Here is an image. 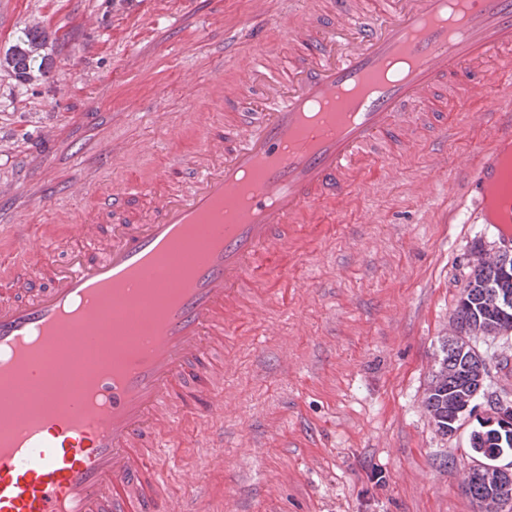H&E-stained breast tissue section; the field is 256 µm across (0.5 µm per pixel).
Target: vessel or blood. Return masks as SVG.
<instances>
[{"label":"vessel or blood","mask_w":512,"mask_h":512,"mask_svg":"<svg viewBox=\"0 0 512 512\" xmlns=\"http://www.w3.org/2000/svg\"><path fill=\"white\" fill-rule=\"evenodd\" d=\"M281 16L289 52L240 55L259 86L215 76L212 106L239 118L184 158L172 142L158 174L167 191L140 199L99 174L119 162L105 143L94 165L51 188L41 235L13 216L29 201L0 202V249L33 271L0 269V512H201L203 488L179 500L160 493L185 417L197 448L224 445L217 347L245 341L267 320L268 297L317 234L361 188L358 172L388 139L448 155L454 116L490 135L478 158L456 161L469 218L490 223L487 192L512 147V0H322ZM495 71L502 89L476 107ZM76 224L64 259L57 225ZM112 368H105V360ZM68 370L61 398L46 390Z\"/></svg>","instance_id":"1"}]
</instances>
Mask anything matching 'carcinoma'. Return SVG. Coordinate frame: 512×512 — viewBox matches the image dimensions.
I'll return each mask as SVG.
<instances>
[{
	"label": "carcinoma",
	"mask_w": 512,
	"mask_h": 512,
	"mask_svg": "<svg viewBox=\"0 0 512 512\" xmlns=\"http://www.w3.org/2000/svg\"><path fill=\"white\" fill-rule=\"evenodd\" d=\"M48 40L37 24L22 28L4 56L16 80L46 73L48 56L34 48ZM512 332V252L479 250L475 253L468 282L454 309L448 335L440 340L435 369L422 401L423 410L444 436L457 432L473 417L476 401L485 396L486 360L467 342L471 336L495 338ZM476 418L478 427L469 435L475 464L463 474L461 486L479 512H502L508 502L505 486L512 468V421L497 417L493 402Z\"/></svg>",
	"instance_id": "1"
}]
</instances>
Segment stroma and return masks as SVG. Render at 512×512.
Returning a JSON list of instances; mask_svg holds the SVG:
<instances>
[{
    "label": "stroma",
    "mask_w": 512,
    "mask_h": 512,
    "mask_svg": "<svg viewBox=\"0 0 512 512\" xmlns=\"http://www.w3.org/2000/svg\"><path fill=\"white\" fill-rule=\"evenodd\" d=\"M285 8L168 0L165 33L134 0H0V52L36 22L54 60L25 86L0 67V190L68 181L108 135L125 158L113 178L146 191L175 135L156 125L155 106L174 119L196 113L205 132L223 126V113L204 107L213 59L241 24L262 33L260 49L287 52ZM154 43L156 58L121 73L127 51ZM49 132L70 150L44 172L31 160L51 152ZM385 158L363 164L359 199L335 234L292 262L269 309L275 335L255 325L231 352L224 448L174 464L171 497L195 479L206 512H477L460 486L471 424L442 435L421 401L473 254L501 240L468 222L459 176L438 170L425 142ZM477 347L489 390L512 395V334Z\"/></svg>",
    "instance_id": "stroma-1"
}]
</instances>
